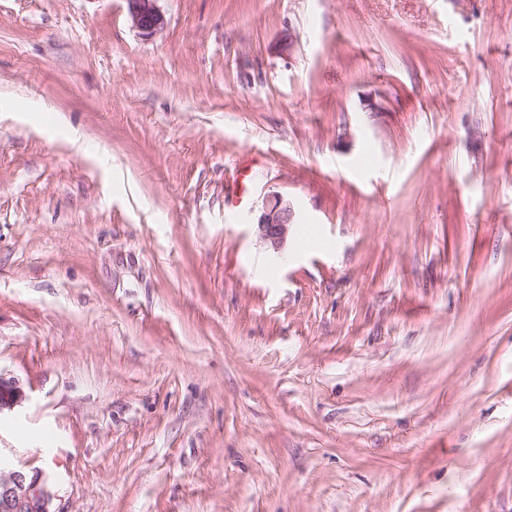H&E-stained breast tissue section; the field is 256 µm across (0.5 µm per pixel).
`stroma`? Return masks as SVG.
<instances>
[{"label": "stroma", "instance_id": "35a3bbf8", "mask_svg": "<svg viewBox=\"0 0 512 512\" xmlns=\"http://www.w3.org/2000/svg\"><path fill=\"white\" fill-rule=\"evenodd\" d=\"M159 6L0 0V454L53 512H512V0ZM160 0H125L132 28L144 37H153L167 27L165 14L158 6ZM298 217L290 200L278 195L268 196L258 219L260 241L273 254H279L288 239L291 224H298ZM29 399L28 394L12 376L7 377L0 370V415L11 412Z\"/></svg>", "mask_w": 512, "mask_h": 512}]
</instances>
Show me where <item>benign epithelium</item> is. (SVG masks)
<instances>
[{
	"instance_id": "7a95c632",
	"label": "benign epithelium",
	"mask_w": 512,
	"mask_h": 512,
	"mask_svg": "<svg viewBox=\"0 0 512 512\" xmlns=\"http://www.w3.org/2000/svg\"><path fill=\"white\" fill-rule=\"evenodd\" d=\"M132 28L144 37H153L167 27L159 0H125ZM298 217L290 200L273 194L265 200L257 222L260 241L278 254L288 239L289 228ZM28 394L12 376L0 372V414L21 406ZM54 494L41 471L5 469L0 461V512H51Z\"/></svg>"
}]
</instances>
